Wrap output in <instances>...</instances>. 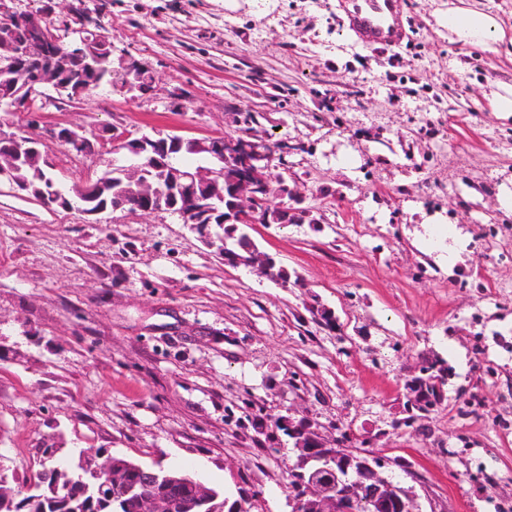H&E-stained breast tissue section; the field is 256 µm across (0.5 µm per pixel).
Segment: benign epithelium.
<instances>
[{
    "label": "benign epithelium",
    "instance_id": "1",
    "mask_svg": "<svg viewBox=\"0 0 512 512\" xmlns=\"http://www.w3.org/2000/svg\"><path fill=\"white\" fill-rule=\"evenodd\" d=\"M21 25L32 33L37 46H32L17 38L16 25ZM59 26L49 14L13 12L7 0H0V71L5 73L20 72L0 85V99L8 104L14 112H32L34 103L47 96V91L71 89L74 97L83 92L72 71L71 62L82 59L89 68L97 71L102 66L112 67V38L97 32L94 36L83 34L68 43L58 34ZM38 50L47 61V66L36 72H25L22 61L32 50ZM122 80L110 81L108 85L122 92H139L147 94L153 89V71L135 58L122 60L118 69ZM48 136L59 144L70 143L79 154L94 152L93 143L86 132L79 127H66L55 124L48 128ZM117 150L122 151L133 143L130 156L137 158L134 164L123 169L122 175L134 182L144 174L145 164L141 159L158 160L156 153L167 151L168 144L187 147L200 152L207 151L216 162L207 169H201L191 175L181 171H171L169 179L170 199L165 203L154 201L152 192L146 190L147 181H142L139 189L126 195L118 205L120 209L160 213L176 210V214L185 224L193 226L199 238L212 246L224 243L221 236L213 237V224H268L270 223L267 195L269 181L275 169L277 146L266 141H257L251 134L213 135L198 139L180 135L165 134L161 131L155 135H142L129 139L115 134L106 139ZM0 143L14 167L27 164L29 158L40 154L41 141L18 129L12 132L0 131ZM234 164L240 169L241 181L230 190V204L222 210L214 200L224 201V165ZM193 181L200 191L192 195H181L184 181ZM100 177H90L76 193V198L67 200L66 207L77 206L89 212L93 200L92 191ZM283 197L287 201L278 207L277 215L291 216L299 213L300 200L288 189ZM289 438L294 440L298 451L297 463L290 468L291 493L288 495L289 512H422L418 495L410 488H405L385 476L381 463L371 454L360 457L343 447L338 442L304 425L288 423ZM129 467L137 474L138 504L140 512H170L169 500L157 493L155 487L168 468L160 463L145 466L130 463ZM333 475L330 486L317 485V478L323 474ZM78 481L88 480L89 484L105 486L112 483V459L104 464L86 463L79 465ZM53 473H47L46 488L33 482L20 487L24 493L31 494L32 500L47 502L62 501L67 497L69 488L75 480L61 485L52 480Z\"/></svg>",
    "mask_w": 512,
    "mask_h": 512
}]
</instances>
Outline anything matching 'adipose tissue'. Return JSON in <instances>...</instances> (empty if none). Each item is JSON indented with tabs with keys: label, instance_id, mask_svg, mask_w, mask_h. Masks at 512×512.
Segmentation results:
<instances>
[{
	"label": "adipose tissue",
	"instance_id": "ef3b65f1",
	"mask_svg": "<svg viewBox=\"0 0 512 512\" xmlns=\"http://www.w3.org/2000/svg\"><path fill=\"white\" fill-rule=\"evenodd\" d=\"M446 25L463 46L489 55L500 54L512 44L498 18L477 2L466 7L449 6Z\"/></svg>",
	"mask_w": 512,
	"mask_h": 512
}]
</instances>
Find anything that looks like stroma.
Masks as SVG:
<instances>
[{
	"mask_svg": "<svg viewBox=\"0 0 512 512\" xmlns=\"http://www.w3.org/2000/svg\"><path fill=\"white\" fill-rule=\"evenodd\" d=\"M155 73L0 128L240 134L286 149L276 171L310 222L253 237L296 278L225 265L172 213L49 209L0 182V467L42 451L123 455L202 475L288 512L304 420L414 488L423 512H512V55L450 42L448 0H401L409 40L368 50L344 0H11ZM64 192L126 153L43 146ZM448 366L412 416L408 382Z\"/></svg>",
	"mask_w": 512,
	"mask_h": 512,
	"instance_id": "35a3bbf8",
	"label": "stroma"
}]
</instances>
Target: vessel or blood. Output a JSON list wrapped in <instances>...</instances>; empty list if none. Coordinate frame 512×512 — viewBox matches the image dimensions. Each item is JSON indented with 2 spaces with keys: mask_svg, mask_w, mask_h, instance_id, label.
<instances>
[{
  "mask_svg": "<svg viewBox=\"0 0 512 512\" xmlns=\"http://www.w3.org/2000/svg\"><path fill=\"white\" fill-rule=\"evenodd\" d=\"M349 26L363 46L374 50L400 46L406 38L397 0H352Z\"/></svg>",
  "mask_w": 512,
  "mask_h": 512,
  "instance_id": "1",
  "label": "vessel or blood"
}]
</instances>
